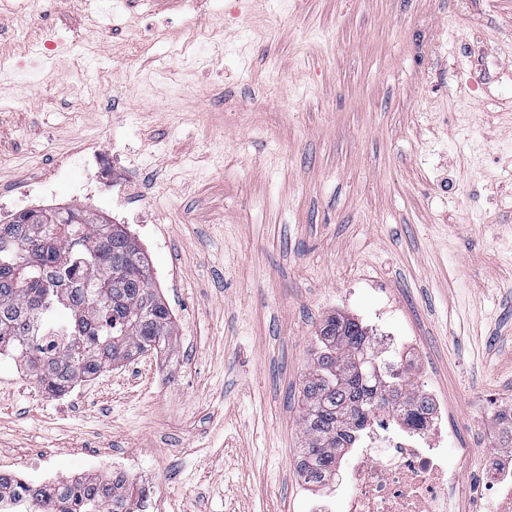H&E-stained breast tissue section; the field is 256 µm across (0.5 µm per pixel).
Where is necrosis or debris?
Listing matches in <instances>:
<instances>
[{
    "mask_svg": "<svg viewBox=\"0 0 512 512\" xmlns=\"http://www.w3.org/2000/svg\"><path fill=\"white\" fill-rule=\"evenodd\" d=\"M394 423L384 413L369 419L363 447L339 478L348 491L347 512H448V462L439 434H402ZM20 481L21 489L0 493V512H29L33 492L64 484L46 467ZM481 491L491 494L493 512H512V455H487Z\"/></svg>",
    "mask_w": 512,
    "mask_h": 512,
    "instance_id": "obj_1",
    "label": "necrosis or debris"
}]
</instances>
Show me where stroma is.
<instances>
[{"instance_id":"obj_1","label":"stroma","mask_w":512,"mask_h":512,"mask_svg":"<svg viewBox=\"0 0 512 512\" xmlns=\"http://www.w3.org/2000/svg\"><path fill=\"white\" fill-rule=\"evenodd\" d=\"M18 2L0 200L43 179L125 225L178 336L61 396L0 355V460L132 452L156 512H306L301 387L339 313L401 337L382 353L441 402L450 512H472L512 408V0H56L26 24ZM46 30L69 50L35 69ZM89 143L124 150L122 212L78 190ZM493 430L501 447H512V408L499 411L495 414L492 421Z\"/></svg>"}]
</instances>
